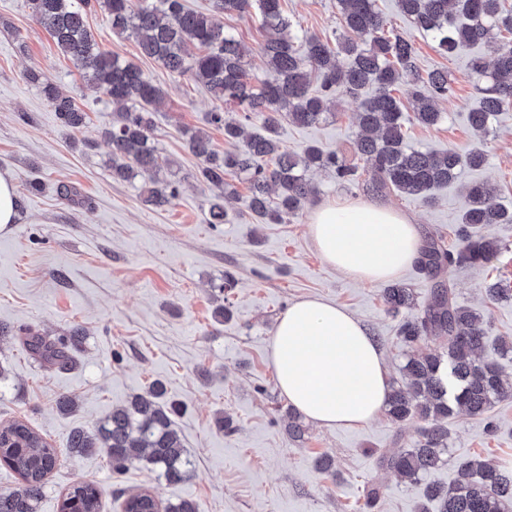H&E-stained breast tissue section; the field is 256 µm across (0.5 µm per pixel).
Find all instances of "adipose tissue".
Returning a JSON list of instances; mask_svg holds the SVG:
<instances>
[{
  "label": "adipose tissue",
  "mask_w": 512,
  "mask_h": 512,
  "mask_svg": "<svg viewBox=\"0 0 512 512\" xmlns=\"http://www.w3.org/2000/svg\"><path fill=\"white\" fill-rule=\"evenodd\" d=\"M308 232L324 261L367 283L395 279L418 257L421 232L403 213L370 200H322ZM275 379L313 423L339 428L373 420L390 382L379 345L353 314L322 298L296 301L272 337Z\"/></svg>",
  "instance_id": "ef3b65f1"
}]
</instances>
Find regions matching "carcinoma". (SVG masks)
<instances>
[{
    "mask_svg": "<svg viewBox=\"0 0 512 512\" xmlns=\"http://www.w3.org/2000/svg\"><path fill=\"white\" fill-rule=\"evenodd\" d=\"M346 34L332 44L318 36L298 35L284 15L281 0H212L209 12L195 11L184 0H29L33 17L68 57L114 106L112 128L103 132L110 146L112 179L139 181L144 202L163 208L179 195V185L160 177L168 166L154 140L150 108L163 97L135 64L101 49L87 24L88 15L108 14L112 31L132 37L140 54L159 61L171 74L190 75L218 102L210 123L224 129V139L238 147L217 153L203 130H187L189 151L200 160L198 178L221 190L209 201V223H225L224 200L239 198L229 178H242L249 194L244 200L249 215L262 224H282L318 193L308 172L325 169L344 184L364 183L376 193L415 196L432 202L430 191L448 185L463 169L484 164L485 153L473 147L423 151L405 142L403 103L398 93L413 101L414 120L437 125L443 113L437 104L452 93L448 72L425 75L416 67L415 42L407 34L386 35L375 0H338ZM403 14L415 31L434 47L452 54L460 47L483 45L491 59L475 55L470 74L483 83L478 106L467 113L471 129L487 133L493 116L512 107V11L503 0H400ZM255 15L266 30L262 54L270 77L255 83L245 67L243 45L224 32L217 16ZM194 43L200 53H188ZM318 84H312V78ZM25 78L51 104L61 126L77 130L86 120L74 100L43 78L35 68ZM362 100L357 114L359 133L353 143L354 159L308 144L299 152L284 149L277 126L286 117L299 126H313L335 110L341 97ZM234 103L247 121H258L265 134H248L243 123L224 112ZM461 247L448 250L437 235L423 239L418 267L426 276L422 303L414 292L394 283L382 292L387 314L401 321L398 335L411 349L402 366V382L391 386L385 411L400 422L421 418L426 426L410 448L377 455L381 469L409 482L429 477L445 462L453 463L459 479L448 487L426 485L428 498L440 503L441 512H512V465L480 456L455 457L448 446L444 420L455 412L485 415L495 403L512 399V380L504 377L497 360L484 355L488 325L481 313L459 305L445 279L454 266L486 263L498 251L495 240L483 233L490 224H512V207L501 204L494 190L475 182L460 218ZM81 333L63 336L27 333L25 350L49 369L67 370L74 363ZM164 387L153 384L145 395L117 406L91 431L73 429L67 450L83 455L103 453L112 471L123 473L139 459L168 482L189 479L194 464L174 425L176 407L163 401ZM308 427L301 415L288 409V435L305 438ZM61 450L22 420L0 425V463L21 479L13 490H0V512H38L46 481L55 470ZM100 492L93 483L71 485L59 512H100ZM124 512H197L190 501H158L151 493L137 492L124 501Z\"/></svg>",
    "mask_w": 512,
    "mask_h": 512,
    "instance_id": "obj_1",
    "label": "carcinoma"
}]
</instances>
